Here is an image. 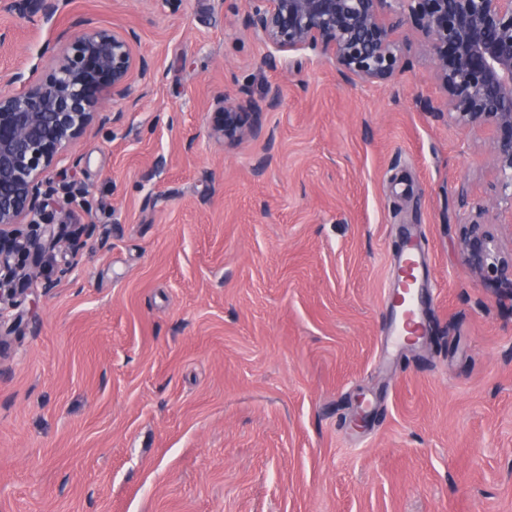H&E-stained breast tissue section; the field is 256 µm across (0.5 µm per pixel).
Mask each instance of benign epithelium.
I'll use <instances>...</instances> for the list:
<instances>
[{"instance_id": "1", "label": "benign epithelium", "mask_w": 512, "mask_h": 512, "mask_svg": "<svg viewBox=\"0 0 512 512\" xmlns=\"http://www.w3.org/2000/svg\"><path fill=\"white\" fill-rule=\"evenodd\" d=\"M10 8L28 19L49 17L59 0H12ZM388 15L409 23L434 60L447 104L429 111L466 132L491 135L495 192L476 203L457 247L477 284L512 302V240L504 243L498 232L499 209L512 206V0H246L245 26L277 51L310 47L336 63L341 76L376 83L408 65ZM138 40L131 28L87 21L47 46L44 76L17 72L0 90V324L29 285L49 290L70 274L69 264L45 265L51 245L64 239L76 253L96 230L92 223L52 224L49 201L60 194L70 203L73 195L49 173L66 155L77 168L81 158L71 149L85 128L122 119L123 111L106 103L127 99L136 78L151 81L150 62L134 52ZM280 104L276 86L259 100L244 91L219 94L207 112L210 136L224 145L257 138L262 113Z\"/></svg>"}]
</instances>
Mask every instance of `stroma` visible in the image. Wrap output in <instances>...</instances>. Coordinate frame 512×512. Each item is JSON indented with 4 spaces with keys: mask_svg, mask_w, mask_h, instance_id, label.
Returning a JSON list of instances; mask_svg holds the SVG:
<instances>
[{
    "mask_svg": "<svg viewBox=\"0 0 512 512\" xmlns=\"http://www.w3.org/2000/svg\"><path fill=\"white\" fill-rule=\"evenodd\" d=\"M89 18L135 29L155 77L91 126L54 180L55 223H94L71 274L12 316L0 361V512H512V303L457 249L496 182L489 140L436 118L433 60L348 81L273 53L245 0H65L0 9V77L43 75ZM263 133L213 140L216 94L261 97ZM432 269L426 337L384 354L404 234ZM59 2V0H14L9 8L28 19L37 16L49 17L58 11Z\"/></svg>",
    "mask_w": 512,
    "mask_h": 512,
    "instance_id": "obj_1",
    "label": "stroma"
}]
</instances>
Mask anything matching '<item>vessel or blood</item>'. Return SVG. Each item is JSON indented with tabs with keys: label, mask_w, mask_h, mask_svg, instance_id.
<instances>
[{
	"label": "vessel or blood",
	"mask_w": 512,
	"mask_h": 512,
	"mask_svg": "<svg viewBox=\"0 0 512 512\" xmlns=\"http://www.w3.org/2000/svg\"><path fill=\"white\" fill-rule=\"evenodd\" d=\"M392 265L397 276L385 291V303L392 314L387 339L400 346L410 335L426 336L428 325L423 313L426 304L424 288L430 270L419 241L406 237L400 251L394 255Z\"/></svg>",
	"instance_id": "1"
}]
</instances>
